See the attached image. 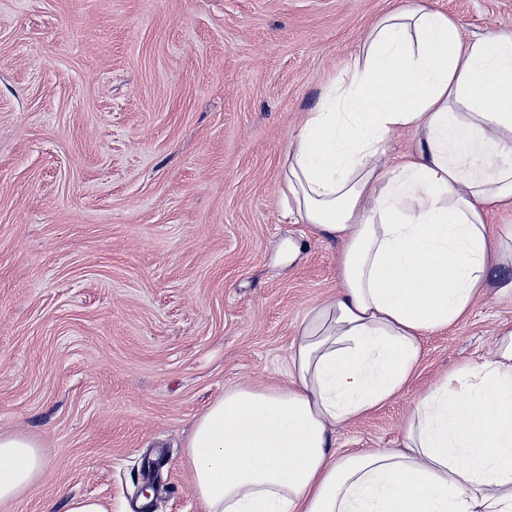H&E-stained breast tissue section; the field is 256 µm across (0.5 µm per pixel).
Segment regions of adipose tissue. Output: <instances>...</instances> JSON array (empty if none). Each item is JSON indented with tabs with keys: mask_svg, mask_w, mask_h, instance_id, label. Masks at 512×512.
Wrapping results in <instances>:
<instances>
[{
	"mask_svg": "<svg viewBox=\"0 0 512 512\" xmlns=\"http://www.w3.org/2000/svg\"><path fill=\"white\" fill-rule=\"evenodd\" d=\"M400 131L415 147L389 156ZM282 184L289 214L340 244L338 291L307 313L291 385L225 389L197 419L187 456L206 512H512V323L418 401L400 447L334 449L499 261L484 212L512 206V32L466 39L442 12L389 10L304 113ZM46 464L34 439L0 433V503Z\"/></svg>",
	"mask_w": 512,
	"mask_h": 512,
	"instance_id": "obj_1",
	"label": "adipose tissue"
}]
</instances>
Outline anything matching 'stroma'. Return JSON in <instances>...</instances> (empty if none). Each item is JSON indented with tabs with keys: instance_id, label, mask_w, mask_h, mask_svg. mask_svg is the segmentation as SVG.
I'll return each mask as SVG.
<instances>
[{
	"instance_id": "35a3bbf8",
	"label": "stroma",
	"mask_w": 512,
	"mask_h": 512,
	"mask_svg": "<svg viewBox=\"0 0 512 512\" xmlns=\"http://www.w3.org/2000/svg\"><path fill=\"white\" fill-rule=\"evenodd\" d=\"M416 1L467 39L512 31V0H0V433L47 457L0 512H141L156 457L153 512H204L194 421L226 387L290 384L337 288L338 244L284 216L288 146L374 21ZM490 278L337 452L398 447L437 379L493 353L512 249Z\"/></svg>"
}]
</instances>
